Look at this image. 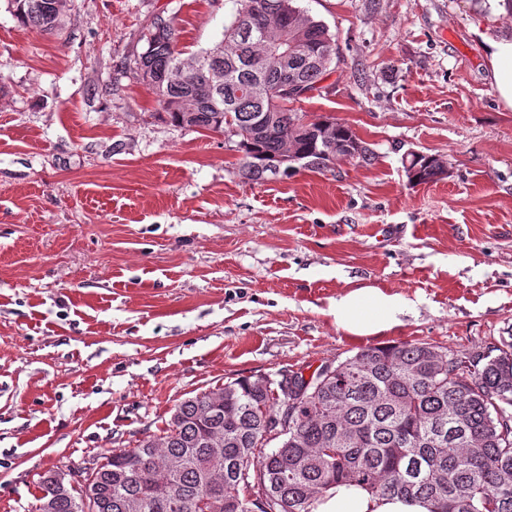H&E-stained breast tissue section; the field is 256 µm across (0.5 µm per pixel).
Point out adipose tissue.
<instances>
[{
	"mask_svg": "<svg viewBox=\"0 0 512 512\" xmlns=\"http://www.w3.org/2000/svg\"><path fill=\"white\" fill-rule=\"evenodd\" d=\"M487 55L495 89L512 106V39H489ZM413 308L406 297L373 286L352 288L332 300L329 311L339 328L352 336H378L402 325ZM421 499L379 498L356 485L340 484L319 498L316 512H429Z\"/></svg>",
	"mask_w": 512,
	"mask_h": 512,
	"instance_id": "ef3b65f1",
	"label": "adipose tissue"
}]
</instances>
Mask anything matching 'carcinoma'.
Returning <instances> with one entry per match:
<instances>
[{
  "label": "carcinoma",
  "instance_id": "obj_1",
  "mask_svg": "<svg viewBox=\"0 0 512 512\" xmlns=\"http://www.w3.org/2000/svg\"><path fill=\"white\" fill-rule=\"evenodd\" d=\"M45 2L7 6L30 29L56 34L66 0H53L50 17ZM234 4L221 37L188 57L170 22L148 24L134 68L168 120L238 137L240 176L252 183L324 172L338 160L373 164L376 154L351 126L291 108L333 72L335 34L297 0ZM405 169L413 183L446 174L442 159L417 152L405 156ZM329 366L298 400L282 380L264 391L249 378L225 384L220 398L209 390L184 399L162 435L106 451L88 489L53 498L44 478L38 502L50 497L52 512H81L89 490L96 512H129L133 498L140 512H249L263 492L277 512H314L320 494L348 483L427 500L430 512H512V339L463 355L428 342L373 346ZM293 400L288 430L266 450V424ZM218 463L224 486L209 491L206 476Z\"/></svg>",
  "mask_w": 512,
  "mask_h": 512
}]
</instances>
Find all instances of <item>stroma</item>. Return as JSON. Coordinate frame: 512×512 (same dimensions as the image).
<instances>
[{
    "instance_id": "stroma-1",
    "label": "stroma",
    "mask_w": 512,
    "mask_h": 512,
    "mask_svg": "<svg viewBox=\"0 0 512 512\" xmlns=\"http://www.w3.org/2000/svg\"><path fill=\"white\" fill-rule=\"evenodd\" d=\"M297 4L341 56L297 110L348 123L377 159L249 184L234 138L159 118L133 70L152 18L189 56L233 0H67L55 36L0 0V512H32L51 470L81 490L105 450L225 383L512 335V108L485 44L512 36V15L497 0ZM410 151L440 156L443 179L410 184ZM361 285L415 309L349 335L329 305Z\"/></svg>"
}]
</instances>
